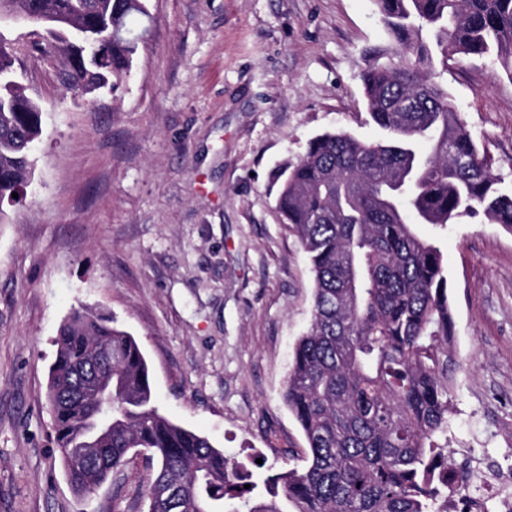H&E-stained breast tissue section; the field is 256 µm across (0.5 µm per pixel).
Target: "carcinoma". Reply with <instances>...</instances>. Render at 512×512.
I'll return each instance as SVG.
<instances>
[{"mask_svg": "<svg viewBox=\"0 0 512 512\" xmlns=\"http://www.w3.org/2000/svg\"><path fill=\"white\" fill-rule=\"evenodd\" d=\"M391 46L360 73L385 136L325 132L282 182L277 208L314 274L312 321L294 350L284 400L308 464L260 491L246 466L155 403L147 362L112 316L78 310L55 340L47 397L73 490L90 495L144 454L148 512H437L448 500V415L456 362L443 253L417 224L484 215L512 231L500 187L438 68L488 57L512 76V0H374ZM32 18L33 39L83 94L116 91L144 37V0H0ZM0 33V205L32 174L42 106L15 79ZM112 350V434L96 438L93 402L73 399L79 369ZM250 488H244V485Z\"/></svg>", "mask_w": 512, "mask_h": 512, "instance_id": "cac0c4a2", "label": "carcinoma"}]
</instances>
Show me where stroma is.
I'll return each instance as SVG.
<instances>
[{"instance_id": "obj_1", "label": "stroma", "mask_w": 512, "mask_h": 512, "mask_svg": "<svg viewBox=\"0 0 512 512\" xmlns=\"http://www.w3.org/2000/svg\"><path fill=\"white\" fill-rule=\"evenodd\" d=\"M146 5L117 92L89 98L57 61L17 56L43 133L32 179L0 206V512H147L142 456L81 497L56 449L49 368L85 307L138 341L161 413L257 479L306 463L282 393L313 276L276 198L316 136L381 138L360 73L387 32L372 0ZM443 79L511 188L512 75L471 58ZM417 231L441 247L454 312L448 460L512 465V232L479 217Z\"/></svg>"}]
</instances>
